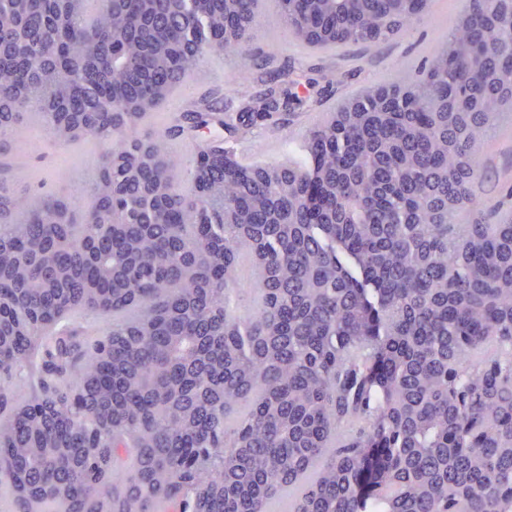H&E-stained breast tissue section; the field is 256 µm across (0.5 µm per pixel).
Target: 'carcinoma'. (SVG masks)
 Masks as SVG:
<instances>
[{
	"instance_id": "cac0c4a2",
	"label": "carcinoma",
	"mask_w": 512,
	"mask_h": 512,
	"mask_svg": "<svg viewBox=\"0 0 512 512\" xmlns=\"http://www.w3.org/2000/svg\"><path fill=\"white\" fill-rule=\"evenodd\" d=\"M89 2L0 0V152L30 118L111 145L88 208L0 182V502L512 512V220L458 223L512 100V0H468L421 74L347 100L302 159L248 165L234 145L288 91L139 126L210 55L249 73L262 0ZM431 2L267 0L323 51ZM202 125L227 137L186 193L169 142ZM79 314L106 332L78 341Z\"/></svg>"
}]
</instances>
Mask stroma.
Here are the masks:
<instances>
[{
	"label": "stroma",
	"mask_w": 512,
	"mask_h": 512,
	"mask_svg": "<svg viewBox=\"0 0 512 512\" xmlns=\"http://www.w3.org/2000/svg\"><path fill=\"white\" fill-rule=\"evenodd\" d=\"M466 5L467 0H436L432 15L413 22L394 38L372 48L349 45L335 51L301 46L284 32L275 13H266L262 30L249 45L254 67L247 84L226 82L223 74L199 85L182 84L180 96L168 98L153 117L144 120L140 134L157 133L208 92H217L225 102L237 106L272 84L298 95L301 107L254 128L238 148L259 162L295 158L314 119L337 110L364 86L392 79L398 70L417 72ZM28 127L26 143H11L0 156V178L26 187L36 197L48 193L87 198L89 171L97 166L106 143L79 141L60 146L38 123L29 122ZM481 150L484 168L474 193L482 207L465 212L464 218L469 223L492 224L495 207L512 203V121L502 119L492 126Z\"/></svg>",
	"instance_id": "1"
}]
</instances>
